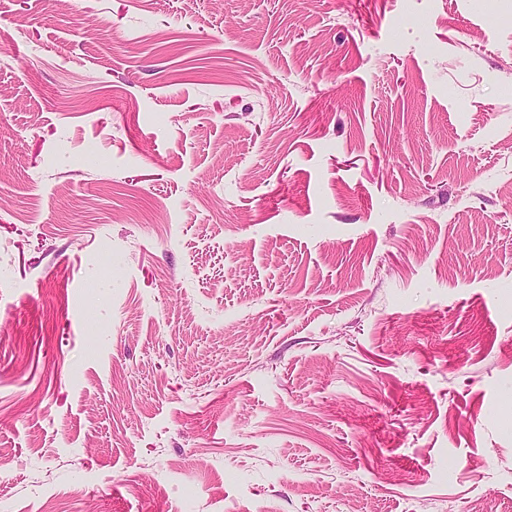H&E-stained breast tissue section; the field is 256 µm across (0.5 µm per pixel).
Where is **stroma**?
Listing matches in <instances>:
<instances>
[{
  "label": "stroma",
  "instance_id": "35a3bbf8",
  "mask_svg": "<svg viewBox=\"0 0 512 512\" xmlns=\"http://www.w3.org/2000/svg\"><path fill=\"white\" fill-rule=\"evenodd\" d=\"M0 35V512H512V0Z\"/></svg>",
  "mask_w": 512,
  "mask_h": 512
}]
</instances>
